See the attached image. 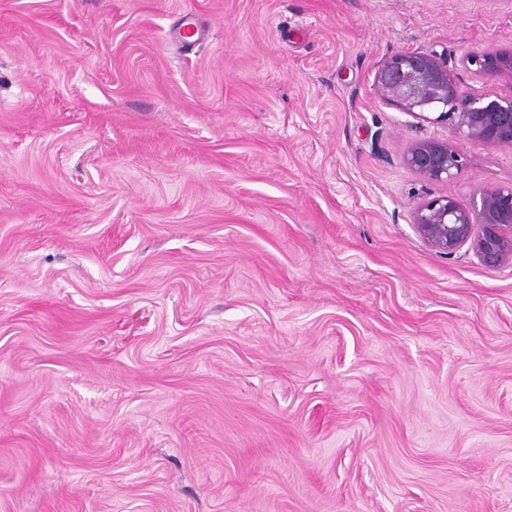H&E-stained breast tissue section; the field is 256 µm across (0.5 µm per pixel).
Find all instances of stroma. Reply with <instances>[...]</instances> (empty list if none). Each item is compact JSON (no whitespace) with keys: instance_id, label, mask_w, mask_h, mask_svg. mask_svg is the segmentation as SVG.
I'll return each instance as SVG.
<instances>
[{"instance_id":"1","label":"stroma","mask_w":512,"mask_h":512,"mask_svg":"<svg viewBox=\"0 0 512 512\" xmlns=\"http://www.w3.org/2000/svg\"><path fill=\"white\" fill-rule=\"evenodd\" d=\"M487 45L512 0H0V512H512V264L412 223L512 148L426 180L373 86L511 93ZM466 61L477 66V70L485 75L507 79L512 83V48L486 46L473 51Z\"/></svg>"}]
</instances>
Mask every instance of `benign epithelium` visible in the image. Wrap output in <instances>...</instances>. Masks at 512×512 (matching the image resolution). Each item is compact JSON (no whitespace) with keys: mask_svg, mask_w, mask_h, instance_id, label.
<instances>
[{"mask_svg":"<svg viewBox=\"0 0 512 512\" xmlns=\"http://www.w3.org/2000/svg\"><path fill=\"white\" fill-rule=\"evenodd\" d=\"M467 62L512 83V48L486 46ZM374 88L383 102L413 118L448 126V138L417 142L403 156L407 167L429 181H449L461 171L463 141L512 146V95L464 91L453 68L435 53L391 56L378 68ZM412 224L436 251L451 255L468 243L488 267L512 263V186L479 187L467 204L449 195L427 200L414 208Z\"/></svg>","mask_w":512,"mask_h":512,"instance_id":"obj_1","label":"benign epithelium"}]
</instances>
